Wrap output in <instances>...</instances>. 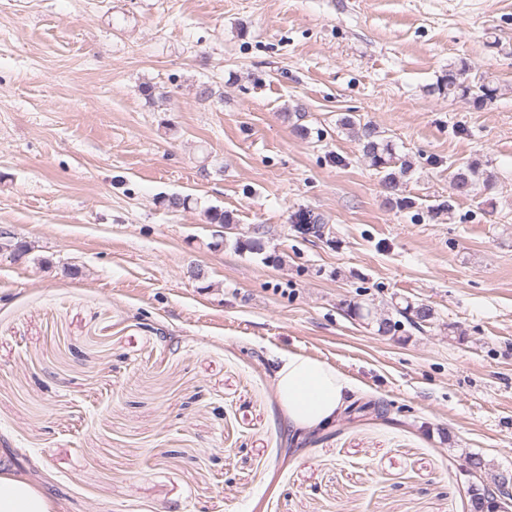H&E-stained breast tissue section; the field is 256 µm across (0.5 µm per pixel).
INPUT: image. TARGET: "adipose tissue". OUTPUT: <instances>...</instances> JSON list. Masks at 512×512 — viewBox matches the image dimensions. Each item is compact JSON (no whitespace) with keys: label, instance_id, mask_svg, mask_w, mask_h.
Wrapping results in <instances>:
<instances>
[{"label":"adipose tissue","instance_id":"obj_1","mask_svg":"<svg viewBox=\"0 0 512 512\" xmlns=\"http://www.w3.org/2000/svg\"><path fill=\"white\" fill-rule=\"evenodd\" d=\"M274 381L297 434L335 422L356 391L354 379L299 352L280 355ZM0 512H61V506L27 477L0 470Z\"/></svg>","mask_w":512,"mask_h":512}]
</instances>
